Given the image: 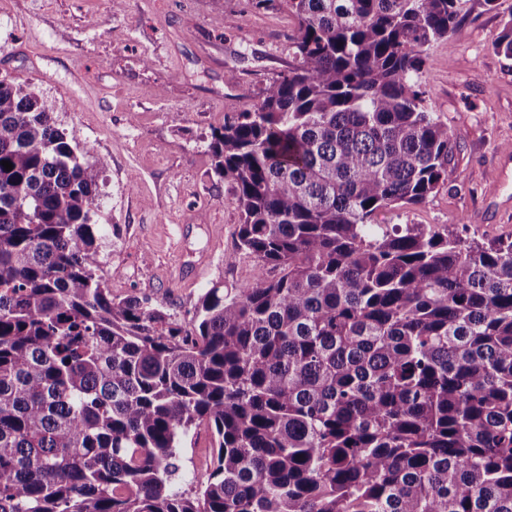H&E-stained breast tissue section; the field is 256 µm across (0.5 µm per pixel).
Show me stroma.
I'll use <instances>...</instances> for the list:
<instances>
[{
  "label": "stroma",
  "instance_id": "35a3bbf8",
  "mask_svg": "<svg viewBox=\"0 0 512 512\" xmlns=\"http://www.w3.org/2000/svg\"><path fill=\"white\" fill-rule=\"evenodd\" d=\"M511 16L512 0H461L455 31L428 48L419 81L452 136L454 177L423 204L378 212L376 223L512 237V184L497 179L512 146V60L492 48ZM296 29L288 10L249 0H0V73L28 85L74 143L108 161L94 220L113 298H149L186 324L206 288L253 278L250 257L227 260L240 214L206 141L287 73ZM215 451L210 429L191 434L178 486L190 489Z\"/></svg>",
  "mask_w": 512,
  "mask_h": 512
}]
</instances>
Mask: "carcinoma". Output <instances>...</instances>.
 Listing matches in <instances>:
<instances>
[{"label":"carcinoma","mask_w":512,"mask_h":512,"mask_svg":"<svg viewBox=\"0 0 512 512\" xmlns=\"http://www.w3.org/2000/svg\"><path fill=\"white\" fill-rule=\"evenodd\" d=\"M252 4L295 16V64L208 152L256 274L190 329L112 298L107 160L0 75V512H512V238L373 223L452 181L418 77L460 0ZM211 430L202 426L186 440L180 451L179 471L173 477L182 490H191L193 474L200 473L210 464L212 455L216 453Z\"/></svg>","instance_id":"carcinoma-1"}]
</instances>
